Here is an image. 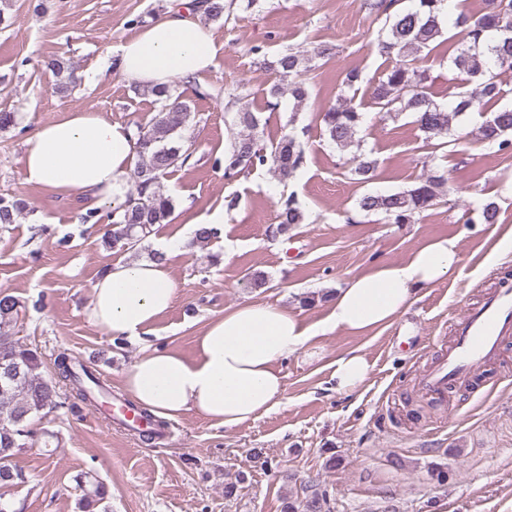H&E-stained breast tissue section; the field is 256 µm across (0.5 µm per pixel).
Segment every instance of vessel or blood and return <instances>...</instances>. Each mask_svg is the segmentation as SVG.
Returning <instances> with one entry per match:
<instances>
[{
	"label": "vessel or blood",
	"instance_id": "obj_1",
	"mask_svg": "<svg viewBox=\"0 0 512 512\" xmlns=\"http://www.w3.org/2000/svg\"><path fill=\"white\" fill-rule=\"evenodd\" d=\"M454 345L423 376L422 385L436 397L479 371L512 335V289L504 287L478 306L466 309L455 325Z\"/></svg>",
	"mask_w": 512,
	"mask_h": 512
}]
</instances>
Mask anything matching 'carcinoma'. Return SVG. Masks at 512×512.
Instances as JSON below:
<instances>
[{
	"mask_svg": "<svg viewBox=\"0 0 512 512\" xmlns=\"http://www.w3.org/2000/svg\"><path fill=\"white\" fill-rule=\"evenodd\" d=\"M205 17L219 20L230 10L233 0H204ZM399 0H375L371 7L385 16L383 26L374 40L380 53L396 55L395 64L370 87V98L378 111L388 116L407 112L414 118L427 142L448 137L452 122L470 112L486 114L479 127L480 140L500 151L512 148V106H503L485 113L486 104L498 97L496 70H512V0H486L485 10L478 15H459L453 26L463 33V42L452 57L453 70L461 76L465 90L456 93L451 108L434 102L426 91L425 71L417 67L422 53L430 49L445 33L444 11L447 0H415L409 8L398 7ZM331 48L319 45L307 56L296 48L280 52L267 68L276 72L279 81L269 89L270 109L288 95L294 111L303 108L310 98L304 78L306 63L313 58L329 59ZM45 67L59 78L57 90L67 93L76 86L70 58L54 56ZM160 109L151 125L136 126L137 161L131 178L133 187L123 203L101 216L92 210L83 216L85 224H106L102 237L105 247L117 251L134 250L159 224L169 223L174 212L173 199L163 192L160 179L170 171L188 164L192 152L182 133L190 118L185 104L170 106L175 87L164 86L145 90ZM365 113L338 96L336 104L321 113L324 131L340 150L355 149L351 155V174L361 183L375 177L376 162L361 152L359 129ZM239 131L227 149L213 158V166L224 171L232 180L240 174L266 167L281 181H286L304 164L305 150L298 134L291 130L266 151L254 135L259 116L240 107L232 118ZM445 178L430 174L412 187L387 194L367 193L358 200V208L367 214H382L392 224H408L414 217L439 205L444 196ZM33 212L29 203L18 196L0 197V226L15 224L24 214ZM273 236L288 234L291 227L301 224L305 214L294 198L286 199L277 215ZM24 304L19 298L0 290V512H12L3 501L4 493L23 482V474L14 459L26 448L40 442L46 448L60 447L57 433L48 428H36L33 423L57 407L56 383L43 374V357L38 349L15 340L9 330L19 322ZM59 380L68 383L77 397L95 410L112 402L107 389L95 370L60 351L54 360ZM83 495L80 512H97L109 498L108 487L90 473L81 477ZM326 496L316 491L299 504L288 505V512H324Z\"/></svg>",
	"mask_w": 512,
	"mask_h": 512,
	"instance_id": "carcinoma-1",
	"label": "carcinoma"
}]
</instances>
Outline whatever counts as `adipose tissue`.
<instances>
[{
	"mask_svg": "<svg viewBox=\"0 0 512 512\" xmlns=\"http://www.w3.org/2000/svg\"><path fill=\"white\" fill-rule=\"evenodd\" d=\"M201 14L197 0H177L123 41L108 62L144 87L199 82L216 58L214 35ZM135 162L132 128L90 110L38 127L26 138L22 157L26 184L55 197L83 193L93 207L124 201ZM456 262V239L439 238L421 244L403 263L374 264L331 293L329 314L315 328L288 308L242 303L205 324L192 356L145 351L127 370L123 386L154 415L176 419L193 411L225 429L241 427L282 404L285 381L278 361L307 351L320 333L340 329L363 336L391 326L422 289L446 279ZM175 294L167 261H118L92 283L85 314L108 335L134 340L151 333ZM368 374L366 357L352 351L337 357L331 378L337 392L349 394Z\"/></svg>",
	"mask_w": 512,
	"mask_h": 512,
	"instance_id": "obj_1",
	"label": "adipose tissue"
}]
</instances>
